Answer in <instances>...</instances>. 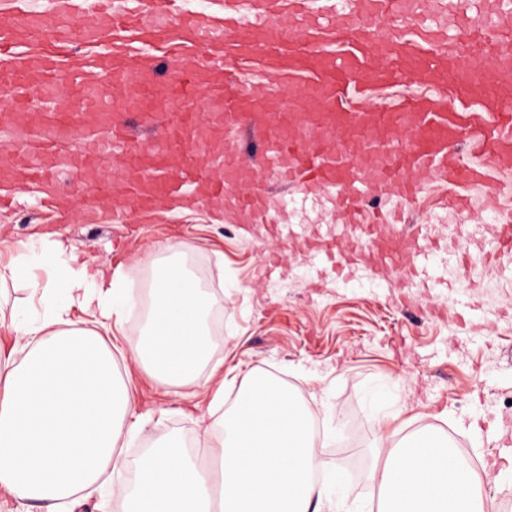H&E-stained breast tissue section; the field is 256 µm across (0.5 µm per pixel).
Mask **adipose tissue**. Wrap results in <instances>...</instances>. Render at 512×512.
<instances>
[{
  "mask_svg": "<svg viewBox=\"0 0 512 512\" xmlns=\"http://www.w3.org/2000/svg\"><path fill=\"white\" fill-rule=\"evenodd\" d=\"M182 254L181 244H170L155 263L145 331L131 347L135 365L172 388L210 365L206 313L220 303ZM36 269L46 271L44 281L34 279ZM8 274L32 285L41 310L13 313L0 344V488L19 507L66 512L79 493L126 468L118 437L146 420L102 341L129 296L120 273L90 268L62 243L28 248ZM74 305L94 327L68 322ZM22 348L27 356L12 365ZM311 420L288 385L251 372L231 414L215 419L216 434H205L197 451L162 440L136 462L135 481L118 489L123 512H309L314 504L335 512L310 478ZM396 435L382 428L374 443L385 457L369 475L381 493L379 512H487L483 475L447 437L423 431L399 443Z\"/></svg>",
  "mask_w": 512,
  "mask_h": 512,
  "instance_id": "adipose-tissue-1",
  "label": "adipose tissue"
}]
</instances>
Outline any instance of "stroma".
Segmentation results:
<instances>
[{"mask_svg":"<svg viewBox=\"0 0 512 512\" xmlns=\"http://www.w3.org/2000/svg\"><path fill=\"white\" fill-rule=\"evenodd\" d=\"M11 187L19 203L0 211V268L30 243L60 240L125 274L136 305L112 332L113 357L139 411L153 414L136 436L121 434L117 450L127 461L162 438L203 437L213 422V392L223 389V409L231 411L240 378L257 369L285 376L312 411L323 481L346 512H377L369 472L385 419L403 438L432 429L455 443L490 441L493 455L479 461L486 484L512 488V280L486 271L471 283L452 268L439 291L398 273L373 283L365 270L353 269L342 278L314 265L301 244L282 249L268 225L218 224L206 204L134 227L118 220L119 196L103 207L70 189L64 210L37 189L16 181ZM412 219L434 238L441 264L450 238L484 222L477 211L441 224L427 223L420 210ZM173 241L182 243L196 279H207L223 297L213 352L223 371L176 394L133 367L130 354L145 330L136 310L151 305L156 250ZM275 253L282 260L272 271L266 259ZM462 296L470 310L460 314L455 302Z\"/></svg>","mask_w":512,"mask_h":512,"instance_id":"obj_1","label":"stroma"}]
</instances>
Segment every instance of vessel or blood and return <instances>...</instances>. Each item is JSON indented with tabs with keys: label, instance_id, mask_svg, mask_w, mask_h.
Returning a JSON list of instances; mask_svg holds the SVG:
<instances>
[{
	"label": "vessel or blood",
	"instance_id": "obj_1",
	"mask_svg": "<svg viewBox=\"0 0 512 512\" xmlns=\"http://www.w3.org/2000/svg\"><path fill=\"white\" fill-rule=\"evenodd\" d=\"M187 2L98 0L91 23L41 10L1 17V61L12 60L22 37L45 35L52 44L12 72L18 132L30 125L32 92L49 97L63 88L69 107L48 132L75 143L62 159L47 149L14 154L10 169L50 192L62 170L93 189L107 160L122 156L129 212L186 194L223 203L238 223L265 221L285 246L304 230L282 221L281 212L322 198L342 214L356 244L349 249L316 236L309 247L318 266L382 265L431 288L443 286L446 273L433 262V241L411 222L412 210L423 208L435 224L477 207L497 231L479 258L456 251L449 261L477 260L512 276L500 263L512 255V98L504 92L512 71L461 68L455 50L462 44L473 55L499 58L512 43V0H473L468 11L456 0H431L422 15L411 0H201L199 10ZM393 15L412 18L411 28L394 34L367 23ZM102 24L117 37L113 46L69 62L77 45H96ZM162 41L193 46L205 64L190 58L173 68L174 54L156 51ZM254 61L294 86L315 80L312 111H299L294 99L270 108L255 84L225 81L227 64ZM395 66L443 86L453 106L413 95L391 111H370L366 83L385 79ZM215 85L221 94L213 103L223 109L232 141L220 169L208 172L199 160L211 149L210 115L199 103ZM161 99L177 108L165 126L156 117ZM247 168L254 180L245 188ZM273 187L281 190L274 199Z\"/></svg>",
	"mask_w": 512,
	"mask_h": 512
}]
</instances>
